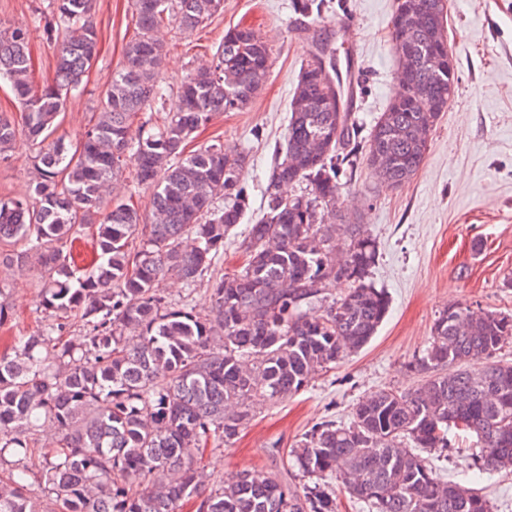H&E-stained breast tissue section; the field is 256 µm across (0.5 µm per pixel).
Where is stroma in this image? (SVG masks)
<instances>
[{
  "label": "stroma",
  "instance_id": "35a3bbf8",
  "mask_svg": "<svg viewBox=\"0 0 512 512\" xmlns=\"http://www.w3.org/2000/svg\"><path fill=\"white\" fill-rule=\"evenodd\" d=\"M397 0H332L326 24L352 21L354 43L335 39L336 58L357 52L364 69L355 77L353 112L370 128L396 94L398 61L390 32ZM96 57L83 78L84 90L69 97L55 138L73 147L97 108V101L137 33L127 0H94ZM242 25L260 31L272 51L269 79L245 112L218 115L199 129L193 143L218 139L245 156L243 182L251 214L259 216L274 160L287 132L288 108L301 64L316 51L313 28L296 14L291 0H224L206 26L181 29L161 24L165 59L154 82L176 88L215 52L225 30ZM448 44L458 86L430 138L424 165L399 189L382 187L367 168L343 185V212L358 215L377 245L370 279L390 298L389 313L376 336L335 369L315 378L296 396L262 402L250 425L232 444L206 455L216 483L246 470L279 471L289 486L302 487L287 468L292 446L317 422L348 421L358 399L383 389L407 391L420 378L408 364L430 340L438 311L451 303L512 314V0H449ZM29 50L32 84L55 80L56 43L32 28ZM37 145L18 137L0 162V199L38 177ZM10 320L0 337L35 335L44 325L30 275L0 274Z\"/></svg>",
  "mask_w": 512,
  "mask_h": 512
}]
</instances>
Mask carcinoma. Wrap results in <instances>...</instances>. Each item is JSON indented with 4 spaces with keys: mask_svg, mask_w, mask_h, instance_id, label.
Instances as JSON below:
<instances>
[{
    "mask_svg": "<svg viewBox=\"0 0 512 512\" xmlns=\"http://www.w3.org/2000/svg\"><path fill=\"white\" fill-rule=\"evenodd\" d=\"M441 0H397L399 24L429 14L407 36L427 55L448 46ZM223 0H128L137 36L102 91L97 112L70 153L48 142L69 96L96 53L91 0H47L33 26L56 35V81L31 84L30 27L0 29V80L15 94L22 125L0 116V159L17 135L41 144L39 177L0 200V271L32 272L47 323L15 336L0 354V461L31 455L41 428L51 447L38 472L0 470V512H336L339 480L367 512H494L481 492L439 477L433 459L448 430L477 438L471 466L512 469V364L494 360L512 343V315L450 305L435 316L427 347L410 363L421 383L380 390L353 407L347 423L312 426L288 453L307 479L302 490L274 472L211 482L201 460L231 443L254 417L253 401H284L365 347L390 309L369 280L376 242L337 206L340 178L364 165L396 189L429 152V136L458 85L456 67L419 68L367 136L349 111L328 100L320 73L301 66L284 145L275 151L261 217L240 243L243 264L221 273L224 244L250 210L245 157L221 142L191 154L199 128L247 108L265 86L271 50L259 32L235 26L184 79L176 104L154 85L165 52L154 32L169 14L182 29L205 26ZM320 24L325 0H292ZM426 95L415 97L409 85ZM131 172H126L127 167ZM304 183L309 192L280 189ZM150 195L142 218L125 202ZM91 231L94 257L73 264V242ZM185 284L178 301L160 280ZM344 279L349 291L328 296ZM212 314L195 312L202 286ZM84 335L62 340L70 321ZM47 501L29 492L31 480Z\"/></svg>",
    "mask_w": 512,
    "mask_h": 512,
    "instance_id": "carcinoma-1",
    "label": "carcinoma"
}]
</instances>
